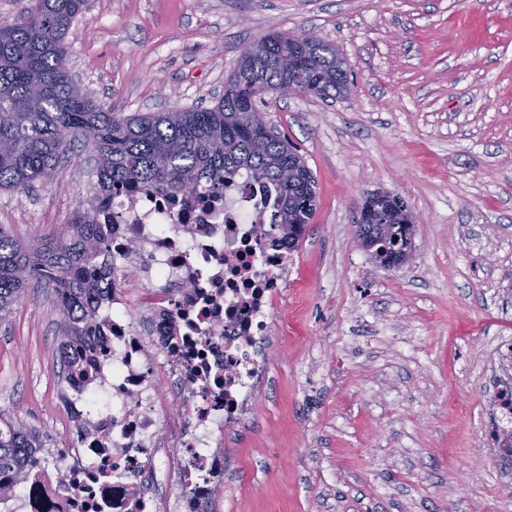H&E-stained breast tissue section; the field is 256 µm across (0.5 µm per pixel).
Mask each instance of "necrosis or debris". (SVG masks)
Instances as JSON below:
<instances>
[{"label": "necrosis or debris", "mask_w": 512, "mask_h": 512, "mask_svg": "<svg viewBox=\"0 0 512 512\" xmlns=\"http://www.w3.org/2000/svg\"><path fill=\"white\" fill-rule=\"evenodd\" d=\"M268 214L242 177L210 200L113 199L109 264L136 272L148 330L120 296L100 301L92 359L56 397L75 431L36 449L0 512H216L224 433L251 414L288 275L286 252L259 244Z\"/></svg>", "instance_id": "necrosis-or-debris-1"}]
</instances>
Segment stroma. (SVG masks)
<instances>
[{"label": "stroma", "mask_w": 512, "mask_h": 512, "mask_svg": "<svg viewBox=\"0 0 512 512\" xmlns=\"http://www.w3.org/2000/svg\"><path fill=\"white\" fill-rule=\"evenodd\" d=\"M336 45L349 97L273 93L260 106L316 180L289 258L267 386L224 434L220 512H512V463L488 446L512 348V0H91L67 67L119 115L211 107L241 51L271 33ZM71 143L52 180L0 190V225L37 243L92 196ZM418 217L384 270L353 238L368 193ZM51 293L0 322V421L65 445Z\"/></svg>", "instance_id": "1"}]
</instances>
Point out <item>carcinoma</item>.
<instances>
[{
    "instance_id": "carcinoma-1",
    "label": "carcinoma",
    "mask_w": 512,
    "mask_h": 512,
    "mask_svg": "<svg viewBox=\"0 0 512 512\" xmlns=\"http://www.w3.org/2000/svg\"><path fill=\"white\" fill-rule=\"evenodd\" d=\"M87 0H34L21 19L0 23V189L24 192L58 173L70 141L65 129L91 144L97 188L61 238L25 244L0 227V320L31 284L52 290L60 317V345L75 354L92 349L98 283L111 275L110 225L98 221L105 201L133 189L171 196H221L246 176L269 200L270 222L261 233L291 252L315 213V180L302 157L274 133L251 102L276 92L288 79L322 99L346 96V61L332 45L310 35L288 44L275 33L243 49L226 93L211 108L116 116L76 83L66 65V37ZM407 207L392 199L387 224L401 233ZM412 234V230L405 231ZM38 438L25 424L0 428V494L20 485Z\"/></svg>"
}]
</instances>
